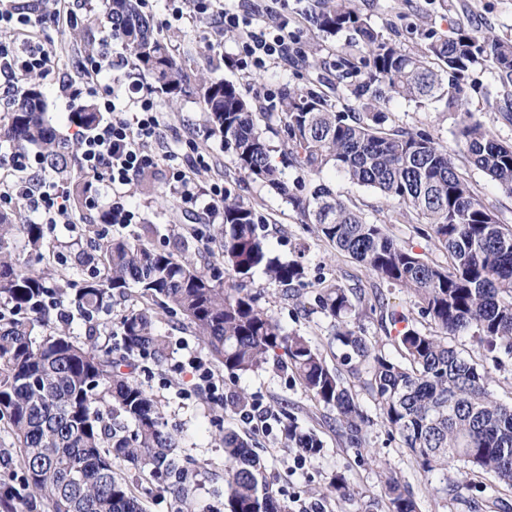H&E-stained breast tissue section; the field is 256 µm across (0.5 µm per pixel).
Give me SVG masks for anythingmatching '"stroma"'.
<instances>
[{
  "instance_id": "obj_1",
  "label": "stroma",
  "mask_w": 512,
  "mask_h": 512,
  "mask_svg": "<svg viewBox=\"0 0 512 512\" xmlns=\"http://www.w3.org/2000/svg\"><path fill=\"white\" fill-rule=\"evenodd\" d=\"M71 2L74 8L87 13L84 27L94 41L108 43L113 67L104 73L105 85L149 84V77L135 66L122 45L110 39L100 0ZM448 3L449 8L444 11L436 0H359L363 12L384 36L409 52L423 46L422 33L426 30L447 34L463 25L512 36V0H448ZM313 4L314 0H281L290 28L301 34L303 43L319 44L316 67L309 68L297 61H277L268 63L266 71L261 73L235 63L237 34L228 32L222 41H212L207 21L195 18L165 27L164 22L169 17L165 0H145V10L160 24L161 34L186 74L203 71L234 83L255 111H269L267 91H278L289 81L316 85L336 111H353L355 101L331 68L337 56L350 52L351 46L346 37H326L310 28L306 17ZM413 24L418 27L414 34L408 31ZM41 37L57 52L52 72L38 78L48 104L46 118L61 134L67 135L71 132L68 114L81 100L63 97L59 81L66 78L80 82L84 45L75 40L72 29L65 26L46 25ZM473 78L478 87L467 94L469 109L497 139L512 143V120L489 109L486 103L487 93L498 90L494 73L483 69L476 71ZM155 101L163 121L160 151L177 152V162L184 166L191 162L186 155L187 141L196 139L206 143L207 165L197 169L195 174L197 188L202 192L197 207L190 209L181 203L171 183L168 161L159 160L145 180L135 181L129 188L131 202L139 212L138 223L102 224L94 228L77 217L69 224L44 226L42 255L25 250L20 253L28 266L37 268L47 261L61 274L71 275L75 256L87 250L91 240L100 233L114 238H138L151 247L176 254L187 246L199 262L208 264L215 273H223L224 265L211 239L212 227L220 223L221 214L209 208L205 194L211 183L218 182L262 216L266 243L274 255L284 261L298 260L304 264L307 276L297 298L285 297L283 286L259 271L248 279L247 286L258 294L261 306L271 311L287 332L308 337L330 365L339 364L341 349L333 339L331 317L315 302L323 284L333 283L348 290L359 288L368 293L378 291L390 305L412 309L413 298L406 289L380 284L349 255L338 252L332 243L322 238L313 225L301 223L291 206L274 191L245 177L233 155L225 151L222 138L207 130L202 104L197 97H183L171 104L159 93ZM382 110L386 127L423 129L441 144L454 149L460 172L486 203L496 207L501 222L512 227V197L506 196L483 171L457 153L458 119L444 102L418 104L393 98L383 103ZM323 180L341 199L360 207L368 220L382 224L398 243L412 247L427 261L445 263V253L426 237L425 225L403 217L398 209L386 206L373 190L353 185L334 171L324 172ZM143 305L137 291L129 290L110 314L102 316L97 328L99 345L111 350L113 355L123 354L122 341L117 334L121 318L127 310ZM155 325L168 340L167 357L160 363L134 358L133 375L161 402L165 417L177 435L181 455L200 464L204 489H211L222 479L224 450L218 444V437L221 430L231 429L247 436L253 451L266 466L269 483L279 492L288 512H302L305 505L314 501L321 503L323 512H386V502L379 492L382 470L386 467L394 470L413 491L419 512H465L463 505L447 502L435 493L409 450L382 424H374L369 429L365 448L348 447L334 428L333 411L318 405L292 370L270 365L255 373L232 375L223 364L213 361L207 346L195 336L187 321L160 311L156 314ZM453 344L489 371V389L493 395L503 403H512V357L493 356L480 349L469 336L456 337ZM195 357L210 363L216 380L224 385L225 394L243 390L271 411L284 409L293 414L302 428L321 440V452L306 456L303 463H296V450L285 447L276 427L250 428L232 406L214 402L205 392L194 389L189 362ZM339 472L345 473L353 484L354 497L340 499L327 495L329 482Z\"/></svg>"
}]
</instances>
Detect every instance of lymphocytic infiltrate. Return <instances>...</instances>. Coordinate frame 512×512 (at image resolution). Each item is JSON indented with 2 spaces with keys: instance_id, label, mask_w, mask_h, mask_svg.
<instances>
[{
  "instance_id": "lymphocytic-infiltrate-1",
  "label": "lymphocytic infiltrate",
  "mask_w": 512,
  "mask_h": 512,
  "mask_svg": "<svg viewBox=\"0 0 512 512\" xmlns=\"http://www.w3.org/2000/svg\"><path fill=\"white\" fill-rule=\"evenodd\" d=\"M168 9L176 21L187 15L212 19L214 36L238 33V63L243 68L257 71L273 61L303 56L300 36L289 31L287 17L276 7L250 14L220 6L218 0H168ZM78 22L69 0H46L44 8L31 14L16 10L10 0H0V28L12 32L11 39L0 41V75L15 80L49 70L53 52L38 40V32L48 23L72 27ZM110 66L98 51L87 52L81 64V91L95 98L106 118L93 133L80 138V161L93 185L111 189L113 223L133 224L138 212L127 201L125 188L162 158L154 150L162 138V122L150 86L136 85L126 92L103 85V73ZM20 198L30 200L45 224L59 223L69 207L64 190L46 179L0 190V204L9 206Z\"/></svg>"
}]
</instances>
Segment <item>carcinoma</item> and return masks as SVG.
<instances>
[{"label":"carcinoma","instance_id":"carcinoma-1","mask_svg":"<svg viewBox=\"0 0 512 512\" xmlns=\"http://www.w3.org/2000/svg\"><path fill=\"white\" fill-rule=\"evenodd\" d=\"M312 29L347 35L357 53L336 59V77L351 78L345 89L355 112H336L311 87L286 83L278 112H256L238 89L206 74H183L168 44L154 30L142 0H102L111 36L122 42L155 88L173 103L196 94L205 120L224 140L240 171L288 200L304 224H313L339 251L379 282L409 290L418 317L362 290L324 286L318 307L334 319V340L352 385L329 366L317 347L288 333L258 303L244 279L260 270L286 288L301 286L305 267L283 262L268 249L254 210L224 189L222 224L212 240L224 262L220 281L190 256L151 248L140 239H106L80 253L74 265L100 264L103 277L74 284L51 265L38 270L20 261L18 237L37 254L43 227L21 210L0 209V420L13 443L0 448V512H146L132 480L113 469L115 461L154 480L171 512H288L267 482L265 466L248 440L234 431L220 436L224 486L214 501L196 496L198 471L181 457L159 400L130 376L131 357L156 362L167 357V342L155 328L150 308L131 309L119 330L125 353L112 357L96 338L101 316L135 286L142 297L186 318L215 360L232 374L257 372L269 363L290 367L314 400L336 412V427L351 448L365 445L373 420L357 390L373 400L382 423L397 435L426 475H442L443 498L468 512H504L507 499L463 497L448 480V465L494 477L512 491V404L488 390V377L448 342L470 335L490 352L512 355V228L500 223L475 188L458 171L448 148L429 134L387 129L381 102L437 99L459 114V134L469 162L512 197V144L496 140L466 107L464 80L478 68L497 75L502 103L512 118V37L460 26L451 35L424 33V46L408 52L386 38L357 0H315ZM47 103L33 78L0 117V142L26 154L60 176L71 207L82 209L88 176L76 166V145L45 118ZM279 117L281 164L259 131L257 120ZM85 132L101 121L94 105L69 113ZM316 179L305 192L290 188L285 169ZM333 169L348 182L372 189L403 214L429 225L430 238L448 263L423 259L399 244L383 225L340 199L321 181ZM87 326L85 339H71L64 326H51V311L62 296ZM379 312L383 328L395 332L399 358L365 336L352 316ZM286 447L315 455L321 441L297 419L276 417ZM388 512H418L413 493L396 472L383 471Z\"/></svg>","mask_w":512,"mask_h":512}]
</instances>
